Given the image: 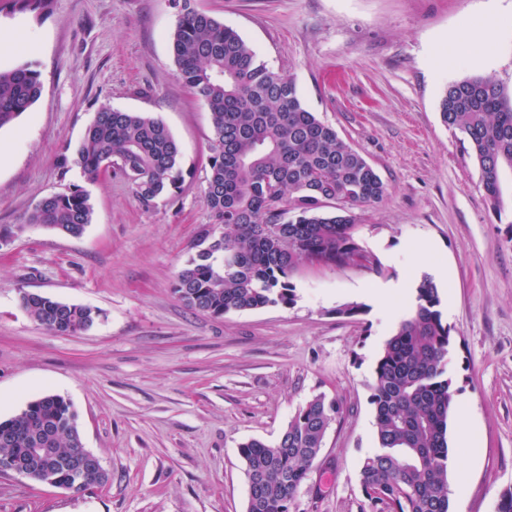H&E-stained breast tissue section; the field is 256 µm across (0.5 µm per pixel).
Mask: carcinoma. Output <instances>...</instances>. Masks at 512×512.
<instances>
[{"label":"carcinoma","instance_id":"obj_1","mask_svg":"<svg viewBox=\"0 0 512 512\" xmlns=\"http://www.w3.org/2000/svg\"><path fill=\"white\" fill-rule=\"evenodd\" d=\"M193 0H172L174 64L210 113L204 204L212 223L192 244L174 293L213 317L293 303L291 272L301 262L356 265L377 271L379 258L356 234L355 210L382 200L387 188L364 156L339 138L302 102L291 76L276 73L233 28ZM52 0H8L14 11L37 16ZM33 62L0 70V128L41 97ZM442 122L468 140L484 174V188L501 213L502 176L512 168V94L492 76L448 82L440 98ZM78 167L89 180L112 173L151 207L175 198L184 182L179 145L166 124L142 112L104 108L81 142L61 155L60 168ZM89 194L75 186L40 199L24 223L3 234L41 226L72 237L92 223ZM21 307L48 331L77 335L98 312L51 296L22 291ZM438 288L425 276L414 303L385 341L371 385L377 448L363 461V512H452L448 429L455 390L447 374L451 329ZM340 402L319 394L291 417L273 444L239 446L248 485L246 512H291ZM42 449L32 480L83 492L105 474L69 481L83 449L77 415L64 398L45 394L0 421V462Z\"/></svg>","mask_w":512,"mask_h":512}]
</instances>
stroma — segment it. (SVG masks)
<instances>
[{
    "mask_svg": "<svg viewBox=\"0 0 512 512\" xmlns=\"http://www.w3.org/2000/svg\"><path fill=\"white\" fill-rule=\"evenodd\" d=\"M268 67L293 75L304 105L387 186L359 209L358 240L382 269L302 263L293 304L214 318L174 294L211 217L203 201L208 112L179 78L170 0H53L49 13L0 11V69L38 64L39 101L0 128V226L78 186L94 220L77 238L35 226L0 246V419L46 394L69 400L85 448L109 474L81 493L0 473V512H245L242 442H275L325 394L343 405L298 494V512H361L358 472L376 446L370 403L386 337L410 312H381L378 288L436 282L451 328L448 375L477 451L449 474L453 512H495L512 488V183L501 211L467 140L441 120L449 81L492 75L512 90V0H196ZM499 26L487 55L458 44ZM161 118L181 147L179 196L145 207L110 175L62 172L96 112ZM23 291L99 312L58 335L21 308ZM360 303L364 314L337 315Z\"/></svg>",
    "mask_w": 512,
    "mask_h": 512,
    "instance_id": "stroma-1",
    "label": "stroma"
}]
</instances>
